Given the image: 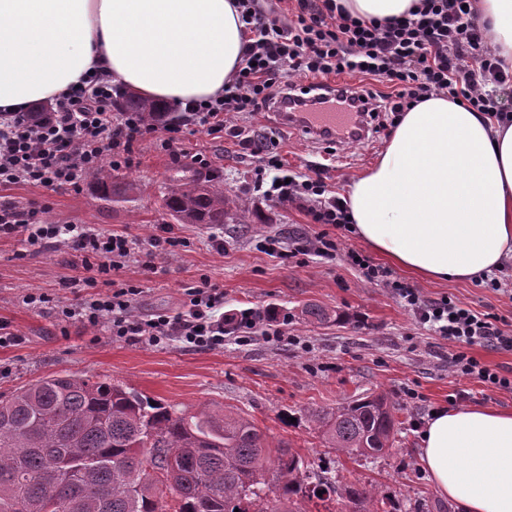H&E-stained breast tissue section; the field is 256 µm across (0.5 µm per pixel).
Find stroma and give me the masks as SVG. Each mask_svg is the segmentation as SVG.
Masks as SVG:
<instances>
[{"label":"stroma","instance_id":"35a3bbf8","mask_svg":"<svg viewBox=\"0 0 512 512\" xmlns=\"http://www.w3.org/2000/svg\"><path fill=\"white\" fill-rule=\"evenodd\" d=\"M169 108V120L181 129L178 151L152 142L137 144L133 166L112 176V195H103L91 182L77 191L54 192L16 185L0 190V203L38 201L47 204L49 221L122 233L138 251H152L150 266L133 258L114 275L117 282L139 287L134 302L139 317L179 312L186 289L206 277L224 291L225 316L244 309L286 310L285 339L271 341L257 332L241 342L231 333L219 349L187 348L175 340L150 346L115 341L102 330L62 322L58 307L94 294L81 284L87 275L82 254L63 245L26 253L18 238L5 235L0 236V319L10 322L20 342L0 348V393L69 373L121 381L190 412L205 404L238 408L269 441H287L337 483L375 488L384 512H453V504L435 490L420 462L422 427L431 411L450 408L449 398L457 393H466L467 405L509 411L512 393L449 373L447 341L418 324L389 290L347 264L345 254L354 250L376 265H387L356 234L343 235L332 260L300 255L286 261L261 250L258 243L264 236L278 237L288 250L317 226L304 210L274 205L256 192L255 160L238 139L209 135L180 105L173 102ZM242 125L275 133L279 152L296 171L324 165L329 190L342 195L374 164L393 133L392 127L382 128L368 146L347 145L331 161L324 145L276 127L270 109ZM197 152L210 158V177L223 184L233 202L235 223L173 224L164 206L166 189L175 179L172 169ZM128 181L138 184L137 193L124 194ZM168 223L182 246L173 252L150 250L156 225ZM219 239L224 242L220 249L215 246ZM392 273L424 298L449 296L496 315L500 327L512 334V259L501 267L497 291L476 278L438 282L398 267ZM31 292L49 294L53 301L39 307L23 304V296ZM311 304L331 314V321L307 320L302 310ZM373 392L388 394L398 409L397 441L384 458L335 455L318 433L287 420L307 406L332 407Z\"/></svg>","mask_w":512,"mask_h":512}]
</instances>
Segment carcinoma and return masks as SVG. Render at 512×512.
<instances>
[{"label": "carcinoma", "instance_id": "obj_1", "mask_svg": "<svg viewBox=\"0 0 512 512\" xmlns=\"http://www.w3.org/2000/svg\"><path fill=\"white\" fill-rule=\"evenodd\" d=\"M122 107L147 121L169 111L127 91ZM164 205L182 224L230 219L217 181H175ZM396 412L377 393L304 408L299 419L335 454L378 459L395 445ZM333 496L372 512L366 488L309 469L234 408L188 415L126 384L72 374L0 394V512H306L301 502Z\"/></svg>", "mask_w": 512, "mask_h": 512}]
</instances>
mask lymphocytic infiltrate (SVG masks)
<instances>
[{"label":"lymphocytic infiltrate","mask_w":512,"mask_h":512,"mask_svg":"<svg viewBox=\"0 0 512 512\" xmlns=\"http://www.w3.org/2000/svg\"><path fill=\"white\" fill-rule=\"evenodd\" d=\"M476 3L418 0L403 16L377 20L351 15L339 0H294L287 12L277 0H236L246 35L239 69L222 98L189 104L185 110L207 133L244 137L258 160L257 182L264 183L266 173L274 175L264 197L279 206L298 205L320 225V232L303 237L298 253L335 256L338 242L328 231L348 230L344 199L328 193L320 167L306 175L290 170L273 134L245 135L235 117L287 99L310 112L334 104L373 118L387 112L397 119L417 103L442 96L502 119L508 113L502 97L512 92V69L491 48ZM340 74L371 78L388 91L346 95L328 85L330 76ZM301 76L308 85L298 84ZM179 132V127L148 123L140 113L120 109L111 81L95 73L86 85L40 108L0 113V188L76 189L103 166L115 171L131 167L136 143L156 140L172 149ZM44 212L34 203L0 204V235L40 249L73 247L86 260L84 287L112 289L110 295L61 307L64 319L104 330L117 341L156 346L177 340L191 348L223 347L224 323L215 315L224 304L223 289L205 279L188 289L177 315L137 317L133 302L138 288L113 279L132 255L128 236L83 224H52L44 221ZM362 274L389 288L421 325L447 340L449 372L512 393V371L490 368L474 354L478 348L512 351V334L501 329L497 317L447 296L423 298L381 266L367 264Z\"/></svg>","instance_id":"1"}]
</instances>
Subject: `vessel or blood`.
<instances>
[{
    "label": "vessel or blood",
    "mask_w": 512,
    "mask_h": 512,
    "mask_svg": "<svg viewBox=\"0 0 512 512\" xmlns=\"http://www.w3.org/2000/svg\"><path fill=\"white\" fill-rule=\"evenodd\" d=\"M276 123L279 126L294 130L309 139L320 140L326 134H339L352 143L368 141L367 128L359 121L354 112H298L277 109Z\"/></svg>",
    "instance_id": "obj_1"
}]
</instances>
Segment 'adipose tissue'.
Segmentation results:
<instances>
[{"label": "adipose tissue", "mask_w": 512, "mask_h": 512, "mask_svg": "<svg viewBox=\"0 0 512 512\" xmlns=\"http://www.w3.org/2000/svg\"><path fill=\"white\" fill-rule=\"evenodd\" d=\"M235 0H0V109L65 95L90 71L149 100L214 99L245 41ZM512 66V0H479ZM357 235L401 269L465 281L512 256V120L445 97L404 112L351 183ZM436 491L460 512H512V411H437L420 440Z\"/></svg>", "instance_id": "ef3b65f1"}]
</instances>
